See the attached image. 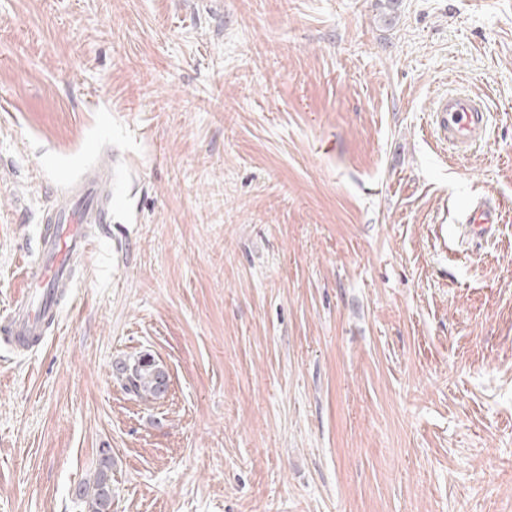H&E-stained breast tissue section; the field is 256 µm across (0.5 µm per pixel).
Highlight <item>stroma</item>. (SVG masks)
<instances>
[{
	"label": "stroma",
	"mask_w": 512,
	"mask_h": 512,
	"mask_svg": "<svg viewBox=\"0 0 512 512\" xmlns=\"http://www.w3.org/2000/svg\"><path fill=\"white\" fill-rule=\"evenodd\" d=\"M99 166L111 224L0 342V512H81L104 448L112 512H512V0H0V325ZM434 112L440 139L458 152L469 151L486 136V108L466 93H448L441 97ZM500 204H492L487 199L477 201L467 215L464 225L465 234L472 237H481L489 234L493 224L500 222ZM112 375L129 394L146 401L160 398L167 388L168 374L151 354L113 362Z\"/></svg>",
	"instance_id": "1"
}]
</instances>
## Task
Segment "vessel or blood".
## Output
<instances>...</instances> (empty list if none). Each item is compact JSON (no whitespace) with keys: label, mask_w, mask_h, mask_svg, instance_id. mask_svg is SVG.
Returning a JSON list of instances; mask_svg holds the SVG:
<instances>
[{"label":"vessel or blood","mask_w":512,"mask_h":512,"mask_svg":"<svg viewBox=\"0 0 512 512\" xmlns=\"http://www.w3.org/2000/svg\"><path fill=\"white\" fill-rule=\"evenodd\" d=\"M434 123L440 139L459 152H467L482 141L487 132V111L484 104L470 95L456 92L441 97L435 109ZM108 170L80 179L65 192L61 203L46 216L52 231L46 232L38 259L25 270V299L0 334L10 339L38 335L47 317L55 313L53 293L60 282L69 280L76 260L88 254L93 244L90 225L108 224L112 218L106 207ZM500 221V207L488 200L471 207L466 235L489 234Z\"/></svg>","instance_id":"obj_1"}]
</instances>
